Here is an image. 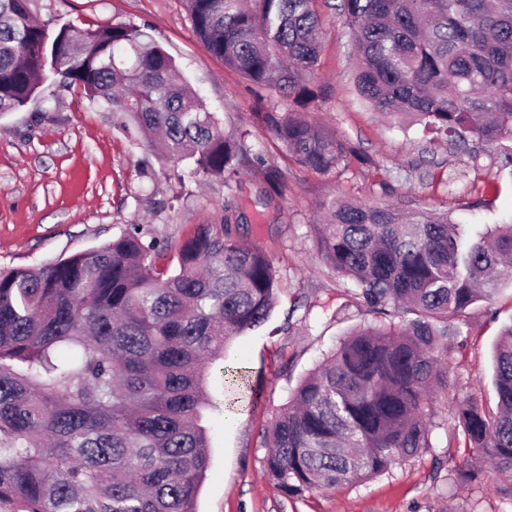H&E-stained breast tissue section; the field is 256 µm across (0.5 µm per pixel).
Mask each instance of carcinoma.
Wrapping results in <instances>:
<instances>
[{"label": "carcinoma", "instance_id": "carcinoma-1", "mask_svg": "<svg viewBox=\"0 0 512 512\" xmlns=\"http://www.w3.org/2000/svg\"><path fill=\"white\" fill-rule=\"evenodd\" d=\"M313 0H186L197 37L251 84L318 96L325 28ZM355 84L373 108L417 118L433 142L500 147L512 169V0H340ZM54 85L83 89L190 177L235 173L239 141L134 26L36 21L0 0V114ZM257 121L307 168L348 161L335 134L296 112ZM323 254L380 318L352 333L300 384L268 436L267 475L287 495L355 485L430 447L438 349L512 268V224L471 233L446 213L333 203ZM166 248L136 231L37 269H0V507L9 512H196L209 466L205 372L276 303L266 254L224 233ZM414 315L401 325L390 309ZM496 407L465 392L455 408L473 460L512 471V324L495 344Z\"/></svg>", "mask_w": 512, "mask_h": 512}]
</instances>
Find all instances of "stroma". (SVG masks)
I'll return each instance as SVG.
<instances>
[{"instance_id": "obj_1", "label": "stroma", "mask_w": 512, "mask_h": 512, "mask_svg": "<svg viewBox=\"0 0 512 512\" xmlns=\"http://www.w3.org/2000/svg\"><path fill=\"white\" fill-rule=\"evenodd\" d=\"M338 2H315L326 29L318 96L300 107L276 87L250 85L210 55L184 0H32L44 22L144 28L225 135L242 141L243 152L234 178L199 177L179 187L172 164L117 133L111 113L90 103L81 88H55L0 115V269L36 268L135 228L173 253L201 229L231 227L238 242L268 255L277 302L264 325L233 338L208 370L216 406L206 422L210 464L196 512H512L502 494L512 477L492 465L473 483L450 477L463 452L453 410L463 392L491 393L498 331L512 323L508 288L476 303L462 344L440 354L444 386L436 395L430 447L366 482L293 496L265 473V435L300 381L350 332L377 322L321 252L317 226L326 205L398 203L445 211L461 224H512V174L499 171L494 150L474 159L432 144L420 124L386 119L359 96ZM270 108L300 112L334 130L354 151L349 164L319 173L295 163L253 117ZM258 153L264 164L254 163ZM236 367L260 398L229 410L235 416L229 424L223 371Z\"/></svg>"}]
</instances>
